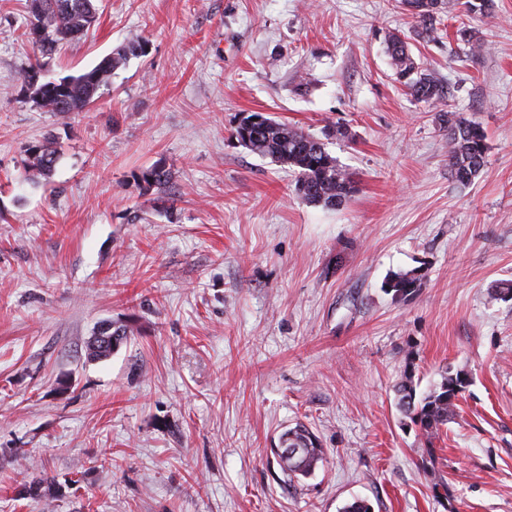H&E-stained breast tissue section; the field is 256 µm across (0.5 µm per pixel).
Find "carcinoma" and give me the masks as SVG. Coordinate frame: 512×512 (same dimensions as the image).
<instances>
[{
	"instance_id": "carcinoma-1",
	"label": "carcinoma",
	"mask_w": 512,
	"mask_h": 512,
	"mask_svg": "<svg viewBox=\"0 0 512 512\" xmlns=\"http://www.w3.org/2000/svg\"><path fill=\"white\" fill-rule=\"evenodd\" d=\"M98 0H27L28 22L23 35L31 39L44 57H51L57 47L79 38L98 20ZM417 19L418 35L433 40L441 15L454 6L453 0H405ZM143 51V42L131 39L104 56L92 68L78 75L60 78L66 83L62 91L51 89L53 79L41 76L32 80L31 73L42 68L36 62L25 72L28 99L46 112L67 117L84 112L99 98L102 88L112 83L115 70L128 57ZM397 80L418 102L441 103L445 91L438 79L424 69L411 54L404 35L393 33L387 40ZM448 140V170L452 180L463 186L470 184L482 172L486 158V134L476 123L453 112L446 115ZM232 136L245 148L272 161L286 165L297 174L299 198L311 205L334 209L346 203L355 190L350 173L340 168L325 144L302 130L278 121L262 112H251L233 129ZM25 169L34 178L50 177L60 158L55 137L32 141L24 149ZM173 173L164 164L156 163L142 169L137 181L146 191L162 192L171 183ZM386 288L400 298H407L421 286L415 271L397 272L388 276ZM134 335L127 324L103 323L86 343L90 360H103ZM112 340H106V337ZM461 374L450 367L441 372L440 382L425 394L417 393V383L406 373L394 386L397 408L411 419L419 432L430 440L456 415L458 394L452 384ZM275 461L287 481L298 482L311 476L323 461L324 451L316 435L298 423L286 430L273 450Z\"/></svg>"
}]
</instances>
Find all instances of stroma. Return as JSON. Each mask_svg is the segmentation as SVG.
Returning a JSON list of instances; mask_svg holds the SVG:
<instances>
[{"mask_svg": "<svg viewBox=\"0 0 512 512\" xmlns=\"http://www.w3.org/2000/svg\"><path fill=\"white\" fill-rule=\"evenodd\" d=\"M99 6L51 76L132 37L146 51L62 119L24 101L38 49L25 0H0V512H512V299L488 298L512 279V0L446 16L433 41L404 0ZM463 22L484 49L457 44ZM396 31L446 105L395 81ZM445 110L487 135L466 186ZM250 112L325 138L356 193L300 200L292 169L232 138ZM50 134L61 157L30 182L24 147ZM158 162L170 206L136 181ZM412 270L416 293L387 290ZM106 321L134 334L90 360ZM447 367L470 383L428 442L394 386L409 370L427 391ZM299 421L324 460L291 484L272 450ZM36 477L58 495L28 496ZM420 276L416 271L397 272L388 276L385 286L400 298H407L420 288Z\"/></svg>", "mask_w": 512, "mask_h": 512, "instance_id": "stroma-1", "label": "stroma"}]
</instances>
